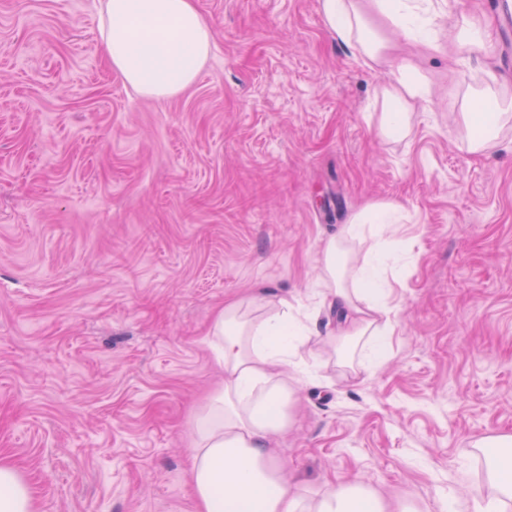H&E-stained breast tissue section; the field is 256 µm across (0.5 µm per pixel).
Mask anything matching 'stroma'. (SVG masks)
Segmentation results:
<instances>
[{"label":"stroma","mask_w":512,"mask_h":512,"mask_svg":"<svg viewBox=\"0 0 512 512\" xmlns=\"http://www.w3.org/2000/svg\"><path fill=\"white\" fill-rule=\"evenodd\" d=\"M444 44L360 0L390 62L365 65L319 0H196L210 58L179 95L135 93L101 50L98 0H0V461L37 512H195L190 417L221 378L208 331L264 286L308 304L328 237L366 207L393 328L371 368L302 352L314 380L273 446L316 494L359 478L434 512L493 489L476 444L512 435V131L461 144L472 91L512 90L502 0H413ZM488 33L459 47L462 21ZM411 61L431 94L381 132Z\"/></svg>","instance_id":"35a3bbf8"}]
</instances>
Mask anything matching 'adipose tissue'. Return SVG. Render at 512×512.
<instances>
[{"instance_id":"1","label":"adipose tissue","mask_w":512,"mask_h":512,"mask_svg":"<svg viewBox=\"0 0 512 512\" xmlns=\"http://www.w3.org/2000/svg\"><path fill=\"white\" fill-rule=\"evenodd\" d=\"M330 31L356 45L365 61L377 64L384 43L369 27L356 0H320ZM396 28L427 48L429 19L408 0H374ZM100 43L110 67L139 94L170 97L192 85L208 61L212 30L196 0H99ZM396 86L388 94L382 130L390 137L407 133L409 104L428 89L410 61L396 67ZM472 113L488 112L479 134L468 136L469 152L483 151L497 138L501 119L512 116V101L474 96ZM400 205H372L352 226L332 237L323 252L321 305L335 310L338 323L325 342L338 358L379 350L389 319L385 294L367 274L348 268L345 239H362L367 224H396ZM312 311L279 299L273 312L250 315L243 303L225 305L206 338L224 374L192 423L188 474L197 512H424L417 499L389 500L359 479L326 485L318 496L288 477L287 459L270 443L296 422L301 379L311 372L299 354L318 335ZM486 453L489 478L500 495V508L512 503V435L492 438ZM0 512H35L32 491L18 470L0 462Z\"/></svg>"}]
</instances>
